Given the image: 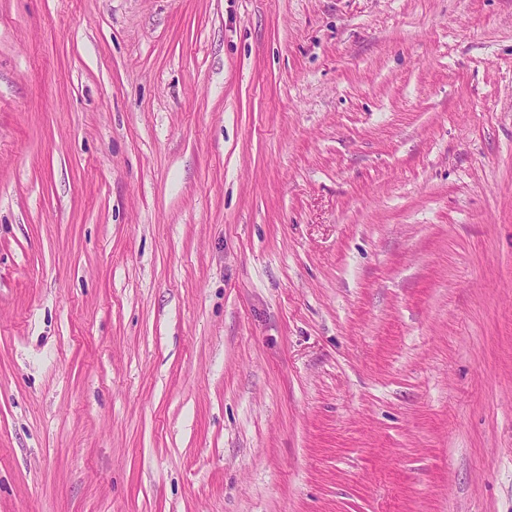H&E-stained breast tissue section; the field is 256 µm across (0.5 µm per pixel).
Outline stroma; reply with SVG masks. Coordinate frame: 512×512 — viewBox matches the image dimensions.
Instances as JSON below:
<instances>
[{
	"mask_svg": "<svg viewBox=\"0 0 512 512\" xmlns=\"http://www.w3.org/2000/svg\"><path fill=\"white\" fill-rule=\"evenodd\" d=\"M0 512H512V0H0Z\"/></svg>",
	"mask_w": 512,
	"mask_h": 512,
	"instance_id": "1",
	"label": "stroma"
}]
</instances>
